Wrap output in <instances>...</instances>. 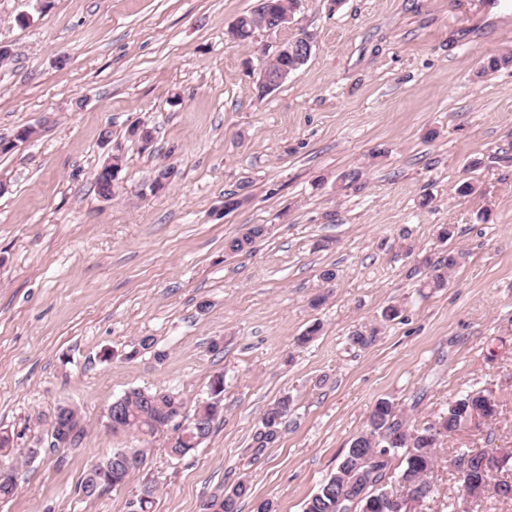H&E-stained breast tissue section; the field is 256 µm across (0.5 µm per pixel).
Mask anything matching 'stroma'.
I'll return each instance as SVG.
<instances>
[{"label":"stroma","instance_id":"35a3bbf8","mask_svg":"<svg viewBox=\"0 0 512 512\" xmlns=\"http://www.w3.org/2000/svg\"><path fill=\"white\" fill-rule=\"evenodd\" d=\"M257 4L0 0V138L34 130L0 153V461L19 467L0 512H127L150 481L156 512H201L240 480L241 512H302L381 398L417 426L470 389L497 404L444 440L436 493L413 512L461 495L453 449L512 448V63L481 70L512 59V0H300L311 55L265 96L287 31L228 37ZM137 122L148 147L127 136ZM114 155L107 199L96 174ZM169 163L177 178L151 192ZM253 224L266 236L226 252ZM452 248L448 286L421 292ZM373 327L374 345L349 346ZM145 336L154 349L133 353ZM218 376L224 415L191 456L168 457L169 427L146 442L104 428L130 388L179 392L191 413ZM284 396L277 441L256 451ZM60 404L84 432L53 449ZM145 443L124 487L79 494L92 462ZM289 411L290 402L286 396L279 399L266 410L262 417L263 429L257 432L253 438L256 451L264 450L269 444L277 440L279 426L282 424V420L288 416ZM64 413H68L69 419L72 421L71 431L73 432V434H72L70 442L66 446H63V448L68 447V446L72 447V446L77 445L81 439V434L83 432V427L81 424V417L79 415V412L71 406L59 405L58 407H56V409L53 413V416H52L53 420H52V426H51V438L53 440L60 441L59 436H58L60 433L59 429H58V425L60 423L59 419L61 418L62 414H64Z\"/></svg>","mask_w":512,"mask_h":512}]
</instances>
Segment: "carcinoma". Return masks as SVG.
<instances>
[{
  "label": "carcinoma",
  "mask_w": 512,
  "mask_h": 512,
  "mask_svg": "<svg viewBox=\"0 0 512 512\" xmlns=\"http://www.w3.org/2000/svg\"><path fill=\"white\" fill-rule=\"evenodd\" d=\"M295 0H259L257 8L246 19L247 33L241 37L245 43L258 27H267L270 19L294 4ZM96 184L103 197L112 195V166L102 167ZM267 228L254 224L240 237L229 240L226 250L239 253L247 250L256 239L265 236ZM462 253L449 251L432 265L430 275L423 287L438 290L448 285V271L459 264ZM378 329L355 331L349 337L351 346L366 350L377 340ZM224 380L216 377L211 384V400L203 403L190 418L184 416V402L180 395L166 391H149L131 388L119 397L122 418L120 426L112 432H137L151 436L161 428L173 426L174 436L168 444L167 453L182 459L195 451L211 434L213 424L224 413L221 395ZM290 402L284 396L271 405L262 417L263 429L254 435L255 453H260L278 438L279 426L288 416ZM68 414L72 421V437L69 446L81 439L83 427L79 412L67 405L56 407L53 413L51 438L59 440V419ZM496 415V402L471 390L448 405L437 421L417 427L403 419L390 400H377L368 416L366 429L355 436L339 463L336 472L321 483L304 504V512H404L395 510L391 498H403L423 489H429L425 498L435 494L430 476L437 463V448L442 441L478 417ZM387 448L384 457L372 455L374 448ZM497 450L458 449L450 461L455 465L459 459H468L471 471L479 482L468 484L459 479L461 487L469 497V512H487L485 495L512 500V481L494 480L493 473L501 470L503 461L512 454L503 450L501 458L494 457ZM148 456V448H120L110 455L93 462L85 472L79 485V493L92 499L112 489L123 486L132 471L140 468ZM157 486L146 484L127 502V512H154ZM249 486L238 482L228 491H219L210 496L204 509L208 512H239L238 501L248 495Z\"/></svg>",
  "instance_id": "carcinoma-1"
}]
</instances>
